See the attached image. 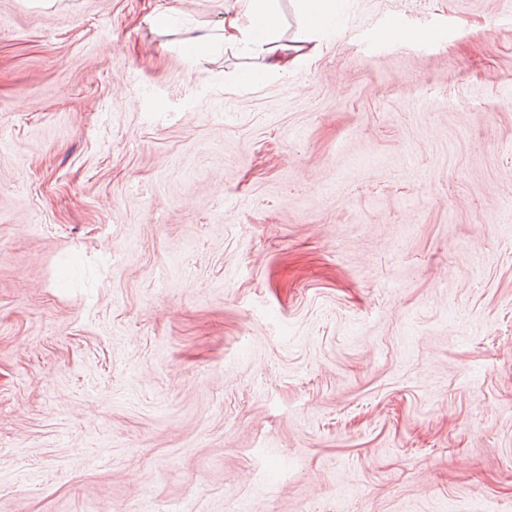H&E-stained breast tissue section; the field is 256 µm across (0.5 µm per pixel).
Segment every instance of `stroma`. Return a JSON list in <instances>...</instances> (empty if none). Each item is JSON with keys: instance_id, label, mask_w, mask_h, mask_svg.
<instances>
[{"instance_id": "1", "label": "stroma", "mask_w": 512, "mask_h": 512, "mask_svg": "<svg viewBox=\"0 0 512 512\" xmlns=\"http://www.w3.org/2000/svg\"><path fill=\"white\" fill-rule=\"evenodd\" d=\"M341 11L0 0V512H512V0ZM301 27L291 39L280 33L279 0H226L224 14L210 30L184 42L195 52L217 42L260 60L257 68L239 73L244 85H256L269 75L285 76L302 61L318 56L324 44L344 27L340 0H292Z\"/></svg>"}]
</instances>
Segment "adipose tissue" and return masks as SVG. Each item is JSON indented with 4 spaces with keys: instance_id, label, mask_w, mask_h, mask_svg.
I'll return each mask as SVG.
<instances>
[{
    "instance_id": "1",
    "label": "adipose tissue",
    "mask_w": 512,
    "mask_h": 512,
    "mask_svg": "<svg viewBox=\"0 0 512 512\" xmlns=\"http://www.w3.org/2000/svg\"><path fill=\"white\" fill-rule=\"evenodd\" d=\"M301 27L292 38L280 32L279 0H226L215 31L188 38L200 52L221 43L259 59V67L239 73L244 85H256L267 76H284L302 61L318 56L324 44L344 26L339 0H293Z\"/></svg>"
}]
</instances>
